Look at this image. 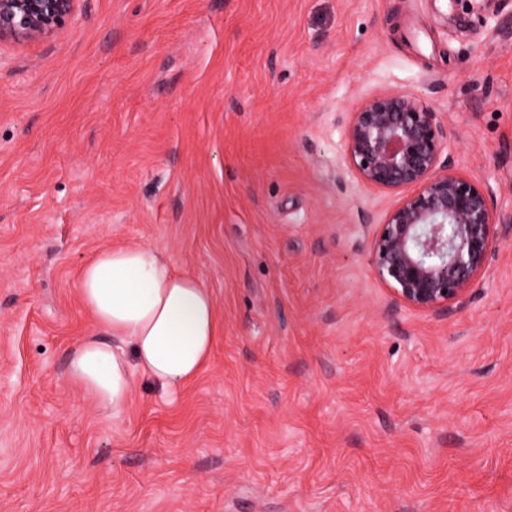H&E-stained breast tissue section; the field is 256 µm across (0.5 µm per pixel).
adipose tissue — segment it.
<instances>
[{"mask_svg":"<svg viewBox=\"0 0 512 512\" xmlns=\"http://www.w3.org/2000/svg\"><path fill=\"white\" fill-rule=\"evenodd\" d=\"M79 297L94 330L74 348L71 380L100 409L121 414L136 376L165 389L196 379L220 332L217 302L150 245L106 248L86 264Z\"/></svg>","mask_w":512,"mask_h":512,"instance_id":"adipose-tissue-1","label":"adipose tissue"}]
</instances>
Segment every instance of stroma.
<instances>
[{"label": "stroma", "mask_w": 512, "mask_h": 512, "mask_svg": "<svg viewBox=\"0 0 512 512\" xmlns=\"http://www.w3.org/2000/svg\"><path fill=\"white\" fill-rule=\"evenodd\" d=\"M386 87L503 222L437 314L375 279L396 198L342 161ZM133 244L221 334L115 418L69 352L83 266ZM0 512H512V0H78L0 44Z\"/></svg>", "instance_id": "1"}]
</instances>
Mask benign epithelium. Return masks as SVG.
<instances>
[{"mask_svg":"<svg viewBox=\"0 0 512 512\" xmlns=\"http://www.w3.org/2000/svg\"><path fill=\"white\" fill-rule=\"evenodd\" d=\"M78 0H0V43L58 35ZM448 132L413 95L382 89L350 113L343 161L362 184L401 197L369 243L375 277L395 302L439 313L484 276L498 225L484 190L443 158Z\"/></svg>","mask_w":512,"mask_h":512,"instance_id":"benign-epithelium-1","label":"benign epithelium"}]
</instances>
